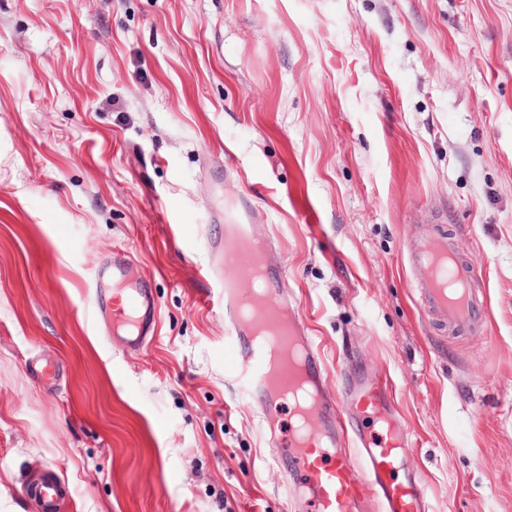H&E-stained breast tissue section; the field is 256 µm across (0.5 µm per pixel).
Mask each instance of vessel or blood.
Instances as JSON below:
<instances>
[{"label":"vessel or blood","mask_w":512,"mask_h":512,"mask_svg":"<svg viewBox=\"0 0 512 512\" xmlns=\"http://www.w3.org/2000/svg\"><path fill=\"white\" fill-rule=\"evenodd\" d=\"M224 249V375L230 387L245 394L274 448L273 463L298 512H428L421 476L403 471L402 459L412 441L392 408L389 378H360L348 392L325 386V368L306 326L286 314L287 290L273 252L254 237L250 225L239 224ZM262 249L266 301L254 317L243 314L251 297L248 288L253 247ZM407 263L416 276L410 286L424 314L449 331L486 326L488 304L475 283L480 274L473 257L449 243L437 228L427 230ZM130 264L100 265L99 282L125 290L114 305L119 328L129 343L149 347L156 336L158 307L151 289L131 283ZM273 332L285 347L295 349L298 364L272 365L257 341V328ZM293 422L288 431L276 428L282 409ZM20 490L35 512H63L73 492L49 468L26 474Z\"/></svg>","instance_id":"1"}]
</instances>
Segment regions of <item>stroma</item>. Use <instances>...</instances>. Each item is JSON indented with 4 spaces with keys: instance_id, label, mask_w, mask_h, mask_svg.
<instances>
[{
    "instance_id": "1",
    "label": "stroma",
    "mask_w": 512,
    "mask_h": 512,
    "mask_svg": "<svg viewBox=\"0 0 512 512\" xmlns=\"http://www.w3.org/2000/svg\"><path fill=\"white\" fill-rule=\"evenodd\" d=\"M249 222L329 388L391 376L432 512H512V0H0V512L37 464L67 512H283L195 303ZM424 225L487 329L416 306ZM116 252L158 303L140 351L91 299Z\"/></svg>"
}]
</instances>
